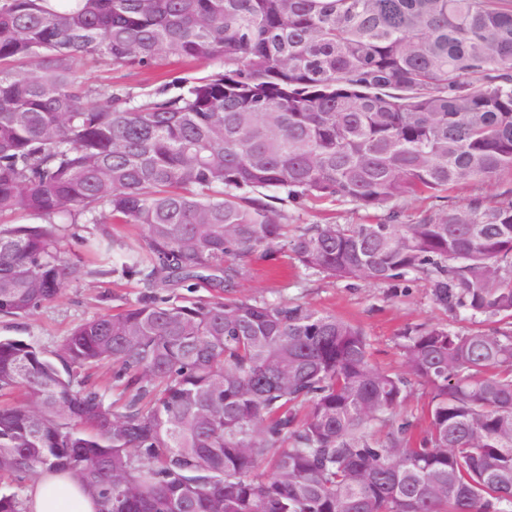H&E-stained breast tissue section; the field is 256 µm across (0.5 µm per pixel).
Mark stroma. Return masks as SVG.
Masks as SVG:
<instances>
[{"mask_svg": "<svg viewBox=\"0 0 512 512\" xmlns=\"http://www.w3.org/2000/svg\"><path fill=\"white\" fill-rule=\"evenodd\" d=\"M210 65L185 67L165 65L135 75L113 68L101 59L81 65L79 76L89 87L112 85L113 89L139 96L165 83L193 79L210 72ZM296 225L336 222L359 224L382 218V211H364L345 202L305 204L293 210ZM241 294L268 301H297L315 309L347 319L363 328L372 344L373 360L382 369L400 372L403 358L397 347L399 331L411 324H447L459 330L475 328L465 314L449 313L438 306L427 281L419 279L402 292L385 284L363 280H339L294 269L285 254L268 257L257 253L247 264ZM141 293L136 281L119 278L85 280L63 289L56 301L24 319L0 318V337L21 339L52 350L72 327L106 310L135 302Z\"/></svg>", "mask_w": 512, "mask_h": 512, "instance_id": "35a3bbf8", "label": "stroma"}]
</instances>
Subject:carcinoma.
Returning <instances> with one entry per match:
<instances>
[{
    "label": "carcinoma",
    "mask_w": 512,
    "mask_h": 512,
    "mask_svg": "<svg viewBox=\"0 0 512 512\" xmlns=\"http://www.w3.org/2000/svg\"><path fill=\"white\" fill-rule=\"evenodd\" d=\"M88 56L224 69L136 100L83 89ZM504 174L512 0H0V317L143 288L54 351L0 338V512L41 472L98 512H512V188L447 196ZM409 199L437 204L402 222ZM310 200L389 212L288 233ZM67 224L102 236L93 265ZM278 244L496 327L408 326L382 370L359 325L238 293ZM103 362L118 408L85 385Z\"/></svg>",
    "instance_id": "obj_1"
}]
</instances>
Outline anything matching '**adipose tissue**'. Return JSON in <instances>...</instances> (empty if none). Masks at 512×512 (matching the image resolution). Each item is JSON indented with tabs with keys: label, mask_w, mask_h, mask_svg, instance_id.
<instances>
[{
	"label": "adipose tissue",
	"mask_w": 512,
	"mask_h": 512,
	"mask_svg": "<svg viewBox=\"0 0 512 512\" xmlns=\"http://www.w3.org/2000/svg\"><path fill=\"white\" fill-rule=\"evenodd\" d=\"M26 512H94V502L66 475L45 474L30 485Z\"/></svg>",
	"instance_id": "ef3b65f1"
}]
</instances>
